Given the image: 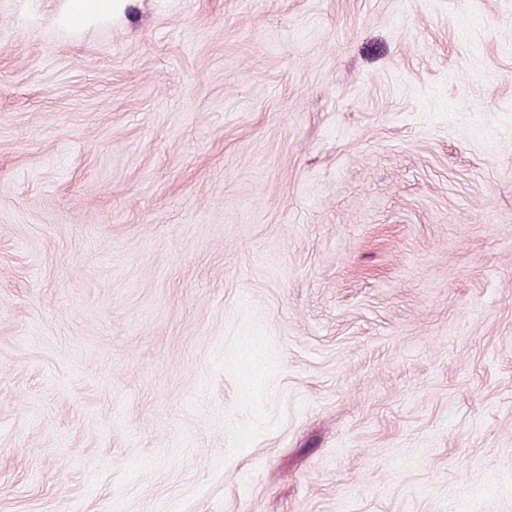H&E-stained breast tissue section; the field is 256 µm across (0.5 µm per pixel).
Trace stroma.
I'll return each instance as SVG.
<instances>
[{"label": "stroma", "mask_w": 512, "mask_h": 512, "mask_svg": "<svg viewBox=\"0 0 512 512\" xmlns=\"http://www.w3.org/2000/svg\"><path fill=\"white\" fill-rule=\"evenodd\" d=\"M0 0V512H512V0ZM116 0H69L67 20L71 24L105 16L112 12Z\"/></svg>", "instance_id": "35a3bbf8"}]
</instances>
